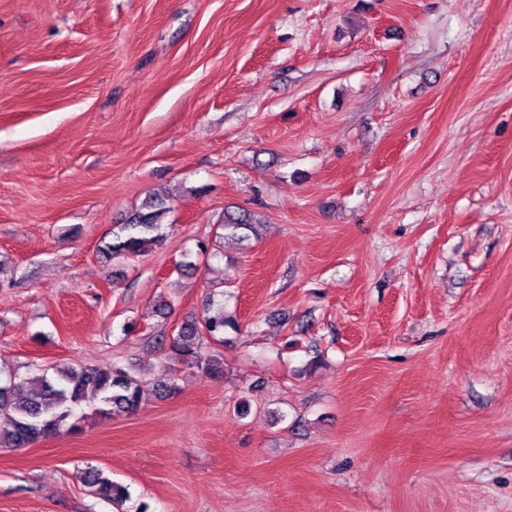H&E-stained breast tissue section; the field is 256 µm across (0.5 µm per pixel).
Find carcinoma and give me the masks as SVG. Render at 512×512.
I'll return each instance as SVG.
<instances>
[{
    "label": "carcinoma",
    "mask_w": 512,
    "mask_h": 512,
    "mask_svg": "<svg viewBox=\"0 0 512 512\" xmlns=\"http://www.w3.org/2000/svg\"><path fill=\"white\" fill-rule=\"evenodd\" d=\"M165 212V198L148 196L140 209L120 225V233L105 247V253L123 259L149 253L161 240L160 219ZM254 224L253 214L245 209L226 210L220 221L224 236L234 238L240 230L254 231ZM227 325L224 313L218 311L201 323H183L177 334L165 338L164 346L175 362L218 372L222 369L220 360L202 355L190 340L222 336ZM31 385L25 393L21 384L10 377L0 383V447L27 448L64 429L78 430L84 416L77 410L84 405L94 415L108 417L114 412L132 413L145 399L143 382L120 368L102 371L55 367L53 376L44 373L33 378ZM86 484L91 495L111 502L117 512H126L123 506L129 500L127 488L112 481L103 470L89 469Z\"/></svg>",
    "instance_id": "obj_1"
}]
</instances>
